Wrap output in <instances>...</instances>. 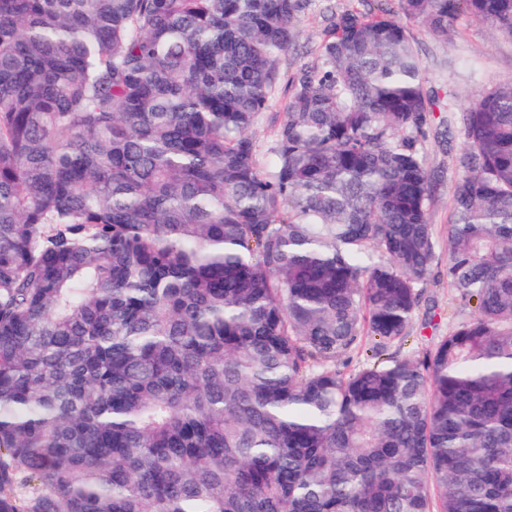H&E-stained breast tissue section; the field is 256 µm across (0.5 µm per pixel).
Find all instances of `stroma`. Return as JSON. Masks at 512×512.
<instances>
[{
    "instance_id": "stroma-1",
    "label": "stroma",
    "mask_w": 512,
    "mask_h": 512,
    "mask_svg": "<svg viewBox=\"0 0 512 512\" xmlns=\"http://www.w3.org/2000/svg\"><path fill=\"white\" fill-rule=\"evenodd\" d=\"M328 3L340 11L350 0H311L300 20L299 45L284 57V72L314 62L324 29L322 10ZM410 34L422 61L425 88L434 98L423 146L433 178L429 216L435 226L439 260L424 288L408 337L393 347L402 356L424 352L447 335L459 317L456 292L444 275L451 196L459 178L454 157L464 145L458 117L468 110L476 94L491 85L512 81V39L491 36L487 27L475 19H457L444 40L435 38L418 23L411 24Z\"/></svg>"
}]
</instances>
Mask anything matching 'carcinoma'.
I'll return each instance as SVG.
<instances>
[{"label":"carcinoma","mask_w":512,"mask_h":512,"mask_svg":"<svg viewBox=\"0 0 512 512\" xmlns=\"http://www.w3.org/2000/svg\"><path fill=\"white\" fill-rule=\"evenodd\" d=\"M309 0H0V512H512V81L462 113L448 286L406 25ZM377 363L350 368L364 345ZM326 2L312 0L300 20L302 38L299 46L292 52H287L284 57L283 75L280 88L269 105L262 113L254 128V136L257 144V160L265 165L268 162V148L274 138L276 127L285 112L288 92L286 81L288 74L303 64H311L316 58V48L324 29L322 22V10Z\"/></svg>","instance_id":"1"}]
</instances>
